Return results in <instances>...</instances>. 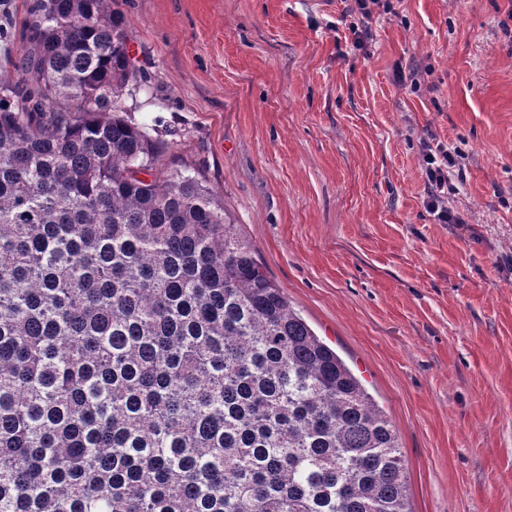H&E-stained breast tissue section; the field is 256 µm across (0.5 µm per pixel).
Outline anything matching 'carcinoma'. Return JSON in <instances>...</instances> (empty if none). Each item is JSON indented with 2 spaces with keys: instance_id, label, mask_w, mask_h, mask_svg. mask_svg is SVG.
<instances>
[{
  "instance_id": "1",
  "label": "carcinoma",
  "mask_w": 512,
  "mask_h": 512,
  "mask_svg": "<svg viewBox=\"0 0 512 512\" xmlns=\"http://www.w3.org/2000/svg\"><path fill=\"white\" fill-rule=\"evenodd\" d=\"M114 3L34 0L0 75V512H411L360 378L127 116Z\"/></svg>"
}]
</instances>
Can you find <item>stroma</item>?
<instances>
[{"instance_id": "obj_1", "label": "stroma", "mask_w": 512, "mask_h": 512, "mask_svg": "<svg viewBox=\"0 0 512 512\" xmlns=\"http://www.w3.org/2000/svg\"><path fill=\"white\" fill-rule=\"evenodd\" d=\"M32 2L0 0V74ZM390 2L358 48L354 0H117L125 105L391 420L413 512H512V0ZM430 134L462 223L423 204Z\"/></svg>"}]
</instances>
